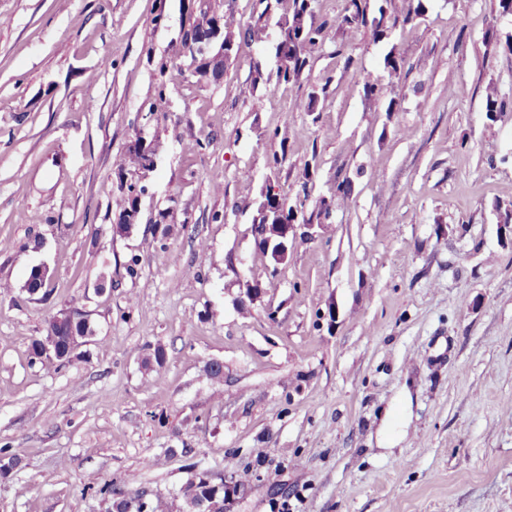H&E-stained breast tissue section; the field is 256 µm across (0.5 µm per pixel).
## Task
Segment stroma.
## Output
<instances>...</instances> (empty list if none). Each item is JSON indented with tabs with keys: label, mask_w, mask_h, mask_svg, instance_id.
Returning <instances> with one entry per match:
<instances>
[{
	"label": "stroma",
	"mask_w": 512,
	"mask_h": 512,
	"mask_svg": "<svg viewBox=\"0 0 512 512\" xmlns=\"http://www.w3.org/2000/svg\"><path fill=\"white\" fill-rule=\"evenodd\" d=\"M188 3L0 0V446L21 459L0 512H108L90 491L108 479L178 499L192 462L236 483L224 512H512V14L422 0L380 41L329 30L272 91L268 0H216L270 38L222 80L160 72ZM390 54L400 89L366 98L354 76ZM144 125L156 168L120 234ZM343 178L330 228L271 273L250 224L265 186L309 212ZM69 306L96 335L31 364Z\"/></svg>",
	"instance_id": "35a3bbf8"
}]
</instances>
